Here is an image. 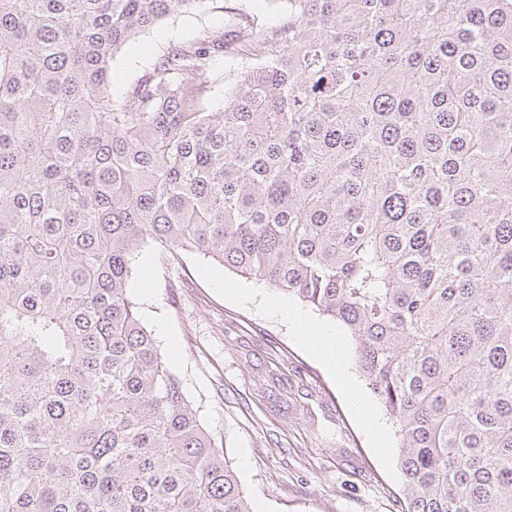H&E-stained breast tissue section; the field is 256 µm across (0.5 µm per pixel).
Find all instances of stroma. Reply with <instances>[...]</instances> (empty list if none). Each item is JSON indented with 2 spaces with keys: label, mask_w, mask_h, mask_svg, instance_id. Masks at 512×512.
<instances>
[{
  "label": "stroma",
  "mask_w": 512,
  "mask_h": 512,
  "mask_svg": "<svg viewBox=\"0 0 512 512\" xmlns=\"http://www.w3.org/2000/svg\"><path fill=\"white\" fill-rule=\"evenodd\" d=\"M218 25L234 29L211 10L162 19L117 54L113 91L123 93L166 47ZM145 277L144 324L175 336L169 365L251 504L266 512H400L395 448L373 446L348 388L269 312L277 290L195 253L135 269L134 280ZM228 284L242 297L226 295Z\"/></svg>",
  "instance_id": "stroma-1"
}]
</instances>
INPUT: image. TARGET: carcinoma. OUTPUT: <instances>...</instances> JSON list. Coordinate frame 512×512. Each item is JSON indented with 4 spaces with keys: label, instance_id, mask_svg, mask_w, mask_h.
<instances>
[{
    "label": "carcinoma",
    "instance_id": "1",
    "mask_svg": "<svg viewBox=\"0 0 512 512\" xmlns=\"http://www.w3.org/2000/svg\"><path fill=\"white\" fill-rule=\"evenodd\" d=\"M206 1L0 0V512H252L143 324L147 251L345 329L402 512H512V0H284L114 94ZM272 0H241L243 8L256 17L257 23L263 27H275L281 21L282 3ZM222 21V14L211 9L173 14L162 19L117 54L112 66V90L122 94L134 78L148 70L163 49L192 39L204 29L222 26ZM237 68L238 66L236 63L224 59V76H226V78H224V80L215 89H212L213 91L210 95L208 104L210 111L217 112L224 107V92H227L229 83L231 82L232 78L235 77ZM230 70L231 75H229Z\"/></svg>",
    "mask_w": 512,
    "mask_h": 512
}]
</instances>
